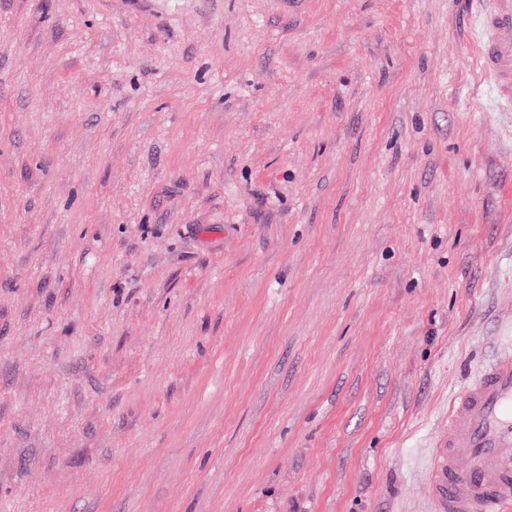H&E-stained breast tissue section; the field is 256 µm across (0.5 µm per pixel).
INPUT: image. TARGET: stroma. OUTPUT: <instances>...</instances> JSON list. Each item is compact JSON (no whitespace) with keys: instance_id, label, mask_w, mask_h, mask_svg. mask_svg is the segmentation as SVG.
Segmentation results:
<instances>
[{"instance_id":"35a3bbf8","label":"stroma","mask_w":512,"mask_h":512,"mask_svg":"<svg viewBox=\"0 0 512 512\" xmlns=\"http://www.w3.org/2000/svg\"><path fill=\"white\" fill-rule=\"evenodd\" d=\"M476 0H0V512H431L512 354Z\"/></svg>"}]
</instances>
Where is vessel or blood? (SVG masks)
Listing matches in <instances>:
<instances>
[{"label": "vessel or blood", "instance_id": "b4317fda", "mask_svg": "<svg viewBox=\"0 0 512 512\" xmlns=\"http://www.w3.org/2000/svg\"><path fill=\"white\" fill-rule=\"evenodd\" d=\"M481 67L499 108L512 111V0H481ZM427 474L435 512L512 507V357L487 364L454 396Z\"/></svg>", "mask_w": 512, "mask_h": 512}]
</instances>
